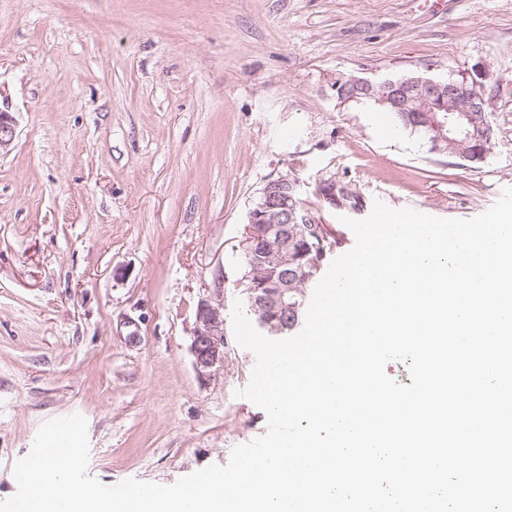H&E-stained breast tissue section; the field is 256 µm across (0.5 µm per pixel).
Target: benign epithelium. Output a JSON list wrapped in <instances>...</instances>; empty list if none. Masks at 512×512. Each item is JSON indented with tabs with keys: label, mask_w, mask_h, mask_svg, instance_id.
Segmentation results:
<instances>
[{
	"label": "benign epithelium",
	"mask_w": 512,
	"mask_h": 512,
	"mask_svg": "<svg viewBox=\"0 0 512 512\" xmlns=\"http://www.w3.org/2000/svg\"><path fill=\"white\" fill-rule=\"evenodd\" d=\"M489 64L478 61L460 78L439 80L420 76L407 82L370 80L351 76L348 83L354 93L374 99L392 112L416 113L432 145L442 153L443 145L456 149V156L468 162L466 148L472 141L485 142L493 130L488 113L492 112L495 93L487 87ZM474 112H485L482 124H475ZM16 123L9 112L0 110V152L13 143ZM302 188L298 178L285 174L267 181L253 202L245 225L242 248L251 257L250 284L245 288L258 327L271 335L288 323L296 305L288 301L300 275L288 270V248L304 256L318 245L297 232L299 224L316 220L300 209ZM190 345L193 366L199 378L207 380L224 370V289L200 298L197 303Z\"/></svg>",
	"instance_id": "obj_1"
}]
</instances>
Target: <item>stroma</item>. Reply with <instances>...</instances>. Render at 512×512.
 <instances>
[{"label": "stroma", "instance_id": "35a3bbf8", "mask_svg": "<svg viewBox=\"0 0 512 512\" xmlns=\"http://www.w3.org/2000/svg\"><path fill=\"white\" fill-rule=\"evenodd\" d=\"M487 61L496 144L470 166L389 113L341 107L339 76L459 75ZM0 500L47 421H87V473L175 483L263 435L236 392L254 355L225 326L223 373L190 353L199 298L243 299L264 184L297 177L331 257L375 201L446 219L512 187V0H0ZM345 188L342 206L318 194Z\"/></svg>", "mask_w": 512, "mask_h": 512}]
</instances>
